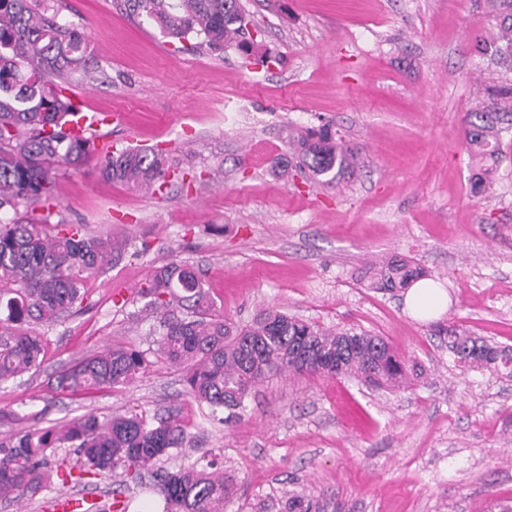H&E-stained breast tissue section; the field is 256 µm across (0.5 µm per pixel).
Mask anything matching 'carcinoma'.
I'll list each match as a JSON object with an SVG mask.
<instances>
[{
	"label": "carcinoma",
	"mask_w": 512,
	"mask_h": 512,
	"mask_svg": "<svg viewBox=\"0 0 512 512\" xmlns=\"http://www.w3.org/2000/svg\"><path fill=\"white\" fill-rule=\"evenodd\" d=\"M133 19L146 21L179 43L198 41L213 52L242 50L247 19L240 0H121ZM498 29L482 52L512 56V0H487ZM98 62L81 33L57 21L50 0H0V305L14 324L0 333V382L14 381L41 367L43 337L33 326L55 322L83 302L85 276L122 257L128 241L89 236L80 224H52L50 214L23 217L18 207L51 210L56 201L55 166L80 168L98 158L99 173L136 189L162 185L167 156L152 148L100 150L91 136L64 129L74 111L68 84L91 79ZM512 113V88L488 111L471 113L466 142L471 157L492 171L499 155L500 115ZM299 168L315 178L358 166L351 151L322 125L294 139ZM422 277L405 261L381 271L376 287L405 289ZM143 308L156 315L159 337L152 354L184 372L189 393L211 413L235 415L266 377L282 372L352 376L375 388L406 382L405 360L380 336L353 330H323L267 309L239 325L216 313L194 267L172 262L154 270L138 290ZM457 362L489 368L512 378V348L490 344L459 329H448ZM150 365L146 352L116 346L72 362L59 372L52 390L72 398L133 383ZM43 411L24 405L0 408V427L19 431L0 443V498L24 500L43 488L47 451L69 447L77 468H57L59 485L123 468L135 479L172 448L185 431L174 416L131 413L101 421L88 412L69 425L22 429ZM234 481L204 454L186 469L161 477L156 493L164 512H224Z\"/></svg>",
	"instance_id": "1"
}]
</instances>
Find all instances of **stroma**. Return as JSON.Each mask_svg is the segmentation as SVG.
Instances as JSON below:
<instances>
[{"label": "stroma", "instance_id": "35a3bbf8", "mask_svg": "<svg viewBox=\"0 0 512 512\" xmlns=\"http://www.w3.org/2000/svg\"><path fill=\"white\" fill-rule=\"evenodd\" d=\"M268 65L236 51L177 49L119 0H56L99 62L70 86L90 109L122 112L93 128L98 145L163 150L161 191L105 181L96 161L57 166L52 219L127 241L90 275L84 310L39 325L46 357L0 383V407L43 409L39 427L86 412L177 414L186 440L158 468L204 453L236 478L224 512H490L512 505V379L460 367L443 335L456 325L512 347V122L502 121L491 182L474 187L464 128L476 99L512 86V60L476 44L495 33L483 0H241ZM330 125L359 156L333 183L273 168L307 128ZM412 261L448 294L413 318L381 291L372 265ZM172 261L199 270L217 309L244 324L277 309L327 329L383 337L420 378L376 389L352 377L272 376L230 421L210 417L181 371L154 362L134 383L47 406L67 363L112 345L147 349L157 325L137 290ZM117 469L74 488L93 512H162L150 486Z\"/></svg>", "mask_w": 512, "mask_h": 512}]
</instances>
